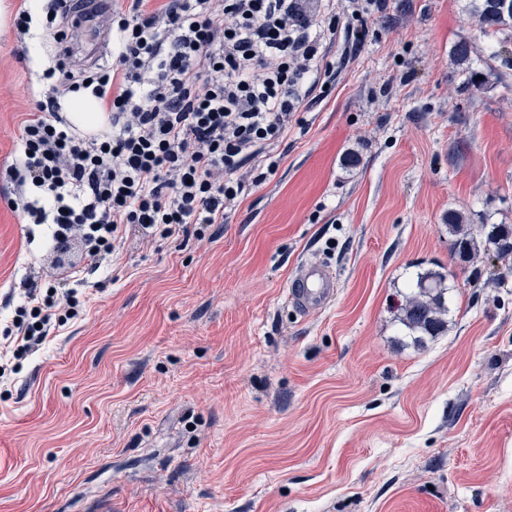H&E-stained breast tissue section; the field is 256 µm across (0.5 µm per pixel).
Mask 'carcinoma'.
I'll list each match as a JSON object with an SVG mask.
<instances>
[{"mask_svg": "<svg viewBox=\"0 0 512 512\" xmlns=\"http://www.w3.org/2000/svg\"><path fill=\"white\" fill-rule=\"evenodd\" d=\"M477 21L487 33L502 36L512 41V0H480L477 6ZM464 216L460 213L448 215V229L454 234V247L460 258L477 249L476 237L485 235L486 243L498 260L512 257V226L505 224L481 225L478 230L464 231ZM445 276L426 271L417 276L416 292L400 308L399 322L413 337L414 342H423L425 336H437L447 328L448 304L444 285Z\"/></svg>", "mask_w": 512, "mask_h": 512, "instance_id": "obj_1", "label": "carcinoma"}]
</instances>
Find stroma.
I'll return each instance as SVG.
<instances>
[{
    "label": "stroma",
    "mask_w": 512,
    "mask_h": 512,
    "mask_svg": "<svg viewBox=\"0 0 512 512\" xmlns=\"http://www.w3.org/2000/svg\"><path fill=\"white\" fill-rule=\"evenodd\" d=\"M0 23V172L49 89L47 0ZM473 0H386L341 18L331 88L296 114L277 169L214 240L129 246L83 317L0 382V512H512V263L454 253L446 217L512 225V44ZM474 51L469 83L451 57ZM0 175V330L24 280L69 264ZM320 261L337 291L285 301ZM451 288L448 328L414 345L393 312L417 273ZM336 294V274L330 266L305 263L291 280L286 301L304 314L327 306Z\"/></svg>",
    "instance_id": "stroma-1"
}]
</instances>
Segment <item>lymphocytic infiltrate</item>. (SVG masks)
<instances>
[{
    "label": "lymphocytic infiltrate",
    "mask_w": 512,
    "mask_h": 512,
    "mask_svg": "<svg viewBox=\"0 0 512 512\" xmlns=\"http://www.w3.org/2000/svg\"><path fill=\"white\" fill-rule=\"evenodd\" d=\"M112 21L119 46L111 65L73 69L83 30L78 0H49L46 25L58 44L44 77L51 87L22 121L20 163L6 173L36 189L16 205L53 243L80 239L86 266L57 284L30 281L0 332V369L26 359L80 316L91 275L123 253L128 225L146 240L224 222L242 194L250 163L275 169V151L311 90L336 78L323 44L336 37V0L304 13L298 0H131ZM87 92L111 130L80 137L58 98Z\"/></svg>",
    "instance_id": "1"
}]
</instances>
